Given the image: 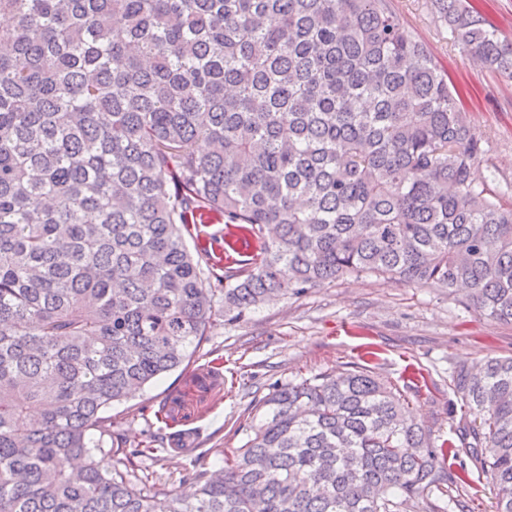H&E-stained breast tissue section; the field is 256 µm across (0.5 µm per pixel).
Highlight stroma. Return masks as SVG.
Listing matches in <instances>:
<instances>
[{"label": "stroma", "mask_w": 512, "mask_h": 512, "mask_svg": "<svg viewBox=\"0 0 512 512\" xmlns=\"http://www.w3.org/2000/svg\"><path fill=\"white\" fill-rule=\"evenodd\" d=\"M395 5L463 92L470 123L486 139L479 176L498 190L512 186V82L460 50L433 0H395ZM509 356L512 324L475 311L464 290L348 276L236 321L216 316L182 366L113 404L106 411L111 427L89 436L106 460L114 443L132 448L154 439L157 458L135 459V475L155 473L184 493L195 474L220 467L224 451L241 446L248 427L260 424L261 404L273 383L355 362L397 387L409 402L408 418L430 430L433 440H453L473 425L474 416L461 408L452 373ZM212 369L219 376L210 388L193 386L192 374ZM178 430L188 433V450L171 447L169 436ZM461 460L471 481L450 488V495L469 512H495L486 476L470 454Z\"/></svg>", "instance_id": "obj_1"}]
</instances>
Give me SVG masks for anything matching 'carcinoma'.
<instances>
[{"label": "carcinoma", "instance_id": "carcinoma-1", "mask_svg": "<svg viewBox=\"0 0 512 512\" xmlns=\"http://www.w3.org/2000/svg\"><path fill=\"white\" fill-rule=\"evenodd\" d=\"M475 63L512 40L436 0ZM0 512H445L460 449L366 367L277 384L265 420L183 497L87 432L182 365L216 313L344 276L470 290L512 323V199L394 0H0ZM255 241L204 270L189 218ZM463 441L512 512V356L459 371ZM81 472L74 480L71 470Z\"/></svg>", "mask_w": 512, "mask_h": 512}]
</instances>
